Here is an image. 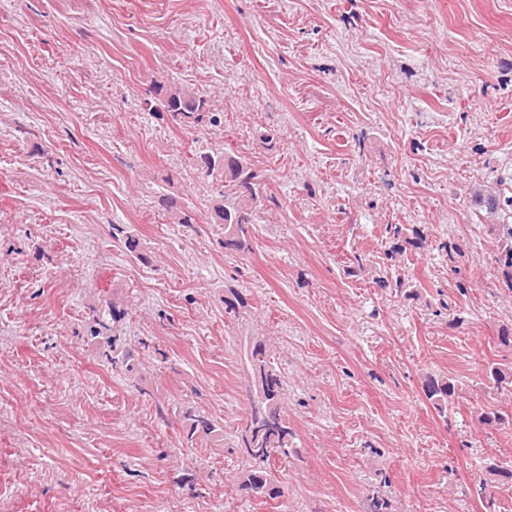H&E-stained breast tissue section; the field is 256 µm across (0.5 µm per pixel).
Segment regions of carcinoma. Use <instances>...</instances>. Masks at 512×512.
<instances>
[{"label": "carcinoma", "mask_w": 512, "mask_h": 512, "mask_svg": "<svg viewBox=\"0 0 512 512\" xmlns=\"http://www.w3.org/2000/svg\"><path fill=\"white\" fill-rule=\"evenodd\" d=\"M161 102L178 112L183 122L198 124L208 120L220 122L219 113L212 108L210 100L189 87H174L165 90ZM205 175L223 183L224 200L213 207L212 219L224 225V249L244 252L250 249L249 224L253 223V203L256 199L254 179L256 173L235 157L204 155L201 157ZM246 359L253 373V389L249 390L250 417L241 429L238 448L250 463V469L241 477L238 489L249 498L274 500L282 495L281 486L273 472L272 459L288 457L293 452V431L281 415L282 399L286 380L280 369L271 361V356L262 342H256L246 351ZM492 387L500 392L512 389V364L498 363L490 370ZM426 397L433 401L440 415L448 412V397L455 392L447 381L430 378L424 385ZM186 440L193 442L208 437L217 431L213 420L192 408L183 412ZM512 422V409L497 407L479 415V422L496 428ZM489 478L483 489L495 494L497 483L512 481V465L492 462L486 467Z\"/></svg>", "instance_id": "1"}]
</instances>
